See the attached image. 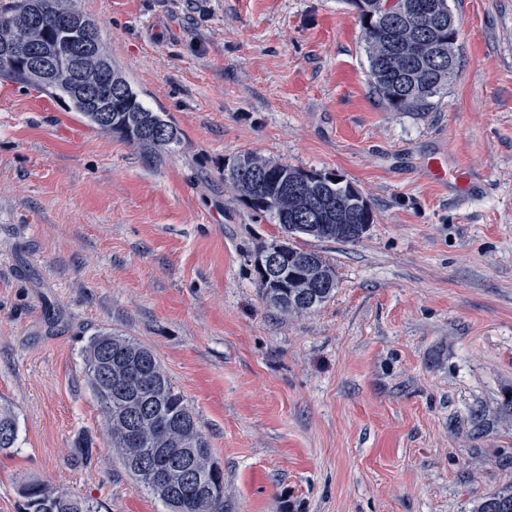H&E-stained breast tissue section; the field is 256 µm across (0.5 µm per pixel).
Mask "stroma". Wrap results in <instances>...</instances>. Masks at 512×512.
<instances>
[{
    "label": "stroma",
    "instance_id": "stroma-1",
    "mask_svg": "<svg viewBox=\"0 0 512 512\" xmlns=\"http://www.w3.org/2000/svg\"><path fill=\"white\" fill-rule=\"evenodd\" d=\"M74 3L180 141L146 158L0 79V406L18 424L0 512L23 475L94 512H166L108 447L83 373L101 328L149 347L194 408L227 512H470L512 484V0H448L458 69L424 114L374 93L346 0ZM248 152L370 204L360 241L305 238L336 270L314 314L259 295L281 230L222 176Z\"/></svg>",
    "mask_w": 512,
    "mask_h": 512
}]
</instances>
